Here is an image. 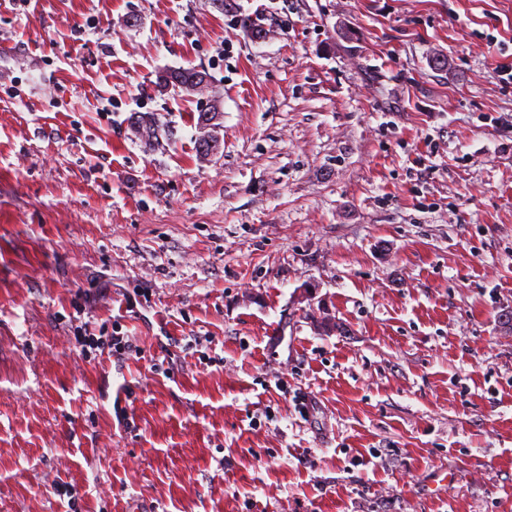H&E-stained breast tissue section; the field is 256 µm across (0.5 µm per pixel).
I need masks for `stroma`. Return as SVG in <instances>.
<instances>
[{
	"instance_id": "obj_1",
	"label": "stroma",
	"mask_w": 512,
	"mask_h": 512,
	"mask_svg": "<svg viewBox=\"0 0 512 512\" xmlns=\"http://www.w3.org/2000/svg\"><path fill=\"white\" fill-rule=\"evenodd\" d=\"M506 53L512 0H0V512H512Z\"/></svg>"
}]
</instances>
